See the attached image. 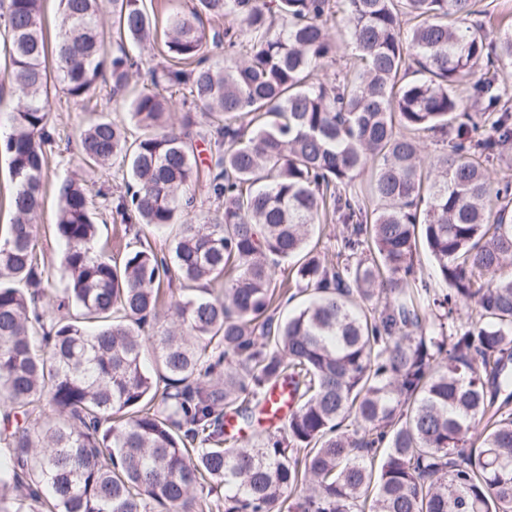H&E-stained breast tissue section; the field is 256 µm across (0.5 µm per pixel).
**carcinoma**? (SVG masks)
Instances as JSON below:
<instances>
[{
    "label": "carcinoma",
    "mask_w": 512,
    "mask_h": 512,
    "mask_svg": "<svg viewBox=\"0 0 512 512\" xmlns=\"http://www.w3.org/2000/svg\"><path fill=\"white\" fill-rule=\"evenodd\" d=\"M193 2L161 27L144 0H109L111 51L101 0H58L53 42L44 0H0L20 92L0 97L14 214L0 228V409L15 448L0 512H512V181L492 185L479 162L512 147V34L465 25L480 0ZM339 12L355 53L326 81ZM127 44L166 59L129 101L142 59ZM479 64L485 132L453 93ZM106 81L126 116L87 121L80 160L128 168L112 215L135 245L96 250L92 196L62 180L53 297L34 224L51 93L83 110ZM435 131L446 148L426 164L420 135ZM197 187L222 217L190 215ZM329 213L334 263L314 239ZM174 225L168 250L153 247ZM420 244L441 293L415 268ZM288 260L308 298L284 318ZM278 384L292 388L285 423L227 445L224 417L253 427ZM44 403L55 416L36 414Z\"/></svg>",
    "instance_id": "carcinoma-1"
}]
</instances>
